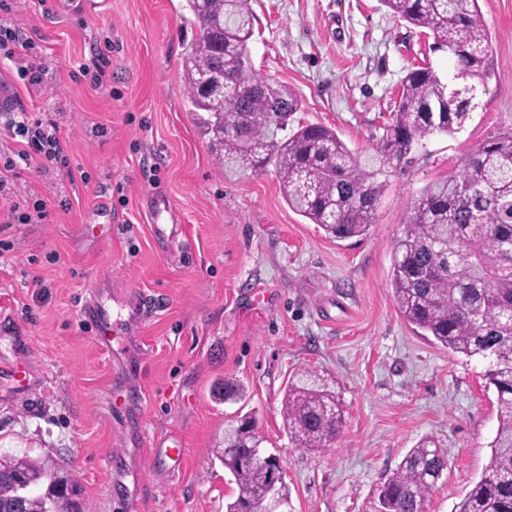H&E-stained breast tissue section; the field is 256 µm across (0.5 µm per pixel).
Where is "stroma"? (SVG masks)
<instances>
[{
	"instance_id": "obj_1",
	"label": "stroma",
	"mask_w": 512,
	"mask_h": 512,
	"mask_svg": "<svg viewBox=\"0 0 512 512\" xmlns=\"http://www.w3.org/2000/svg\"><path fill=\"white\" fill-rule=\"evenodd\" d=\"M20 0L0 25L23 27L43 65L17 80L19 109L61 131L67 166L15 156L0 116V167L18 220L0 231V355L25 357L32 397L0 386V452L44 455L72 471L92 512H224L238 489L208 450L237 407L254 411L290 489L288 512H378V492L424 436L443 440L448 467L424 512H458L484 472L497 431L485 364L419 335L390 286L392 248L411 199L485 142L512 132V0H479L494 75L481 108L456 134L429 135L390 177L369 235L338 240L290 209L274 168L225 178L183 94L182 52L196 34L186 0ZM255 69L288 84L294 123L336 130L356 153L382 144L401 82L453 61L381 0H251ZM109 57L107 80L87 68ZM166 193L174 242H157L144 209ZM112 232L89 233L99 199ZM67 208H59V200ZM47 202L50 221L36 206ZM129 298L125 354L100 349L81 310L96 283ZM155 302L145 311L141 298ZM27 337L11 347L9 334ZM302 367L331 375L345 422L330 447L294 448L280 415ZM240 382L242 404L214 392ZM121 381L130 407L105 401ZM178 439L181 460L151 444Z\"/></svg>"
}]
</instances>
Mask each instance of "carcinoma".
I'll return each instance as SVG.
<instances>
[{"instance_id": "cac0c4a2", "label": "carcinoma", "mask_w": 512, "mask_h": 512, "mask_svg": "<svg viewBox=\"0 0 512 512\" xmlns=\"http://www.w3.org/2000/svg\"><path fill=\"white\" fill-rule=\"evenodd\" d=\"M383 3L427 30L430 49L454 58V73L444 83L429 66L408 72L380 151L359 156L326 125L288 130L300 99L287 84L256 73L250 0H187L197 33L182 57L183 91L224 176L274 166L288 207L338 240L369 234L379 177L391 161L404 160L427 135L457 133L488 93L492 61L478 0ZM221 73L218 91L212 80ZM473 155V166L459 164L411 201L393 244L391 285L400 315L420 335L486 363L498 428L485 472L459 512H512V134ZM282 419L294 447L330 446L344 422L334 380L298 370L283 391ZM254 424L250 413L228 419L231 442L250 443ZM212 454L238 487L225 512H243L246 501L261 504L274 486L288 502L285 481L272 484L276 457L250 462L226 448ZM447 467L442 441L420 440L379 489V512H423ZM61 476L49 457L0 455V512H90L78 480L63 488Z\"/></svg>"}]
</instances>
